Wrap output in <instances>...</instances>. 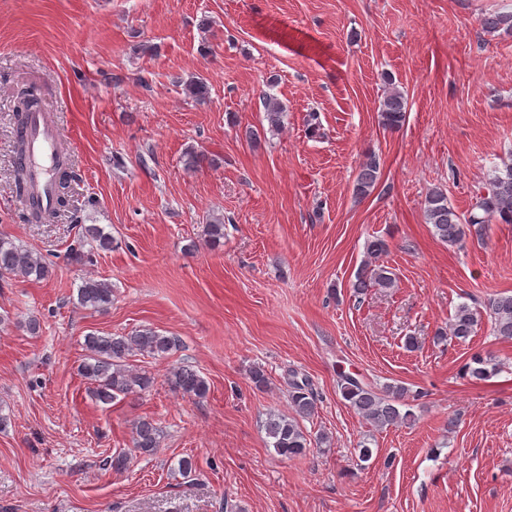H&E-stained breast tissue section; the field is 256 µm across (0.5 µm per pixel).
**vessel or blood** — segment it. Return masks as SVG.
I'll return each instance as SVG.
<instances>
[{"label":"vessel or blood","mask_w":512,"mask_h":512,"mask_svg":"<svg viewBox=\"0 0 512 512\" xmlns=\"http://www.w3.org/2000/svg\"><path fill=\"white\" fill-rule=\"evenodd\" d=\"M26 138L33 197L42 210L48 211L55 205L58 132L46 113L36 112L29 117Z\"/></svg>","instance_id":"1"}]
</instances>
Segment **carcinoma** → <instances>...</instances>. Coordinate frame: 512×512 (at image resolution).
<instances>
[{
    "label": "carcinoma",
    "mask_w": 512,
    "mask_h": 512,
    "mask_svg": "<svg viewBox=\"0 0 512 512\" xmlns=\"http://www.w3.org/2000/svg\"><path fill=\"white\" fill-rule=\"evenodd\" d=\"M481 30L494 35L501 32L512 34V12H488L479 20ZM186 94L201 102L208 97L207 85L200 79L185 83ZM30 99L27 111L15 113L16 161L14 166V185L23 199L30 196L25 167L24 128L29 112L40 108L36 94L26 95ZM266 117L272 127L278 128L283 122L285 107L273 96L264 99ZM407 99L404 93L392 89L384 98L380 120L384 128L396 130L406 120ZM188 171H196L204 164L213 165L215 159L193 147L187 148L181 157ZM380 162L376 155L370 154L359 165L353 183V194L357 198L368 196L379 178ZM71 172L67 162H62L56 180L55 210L44 213L40 207L32 204L28 207L29 218L37 221L48 220L55 211L66 206L68 183ZM423 215L426 223L432 225L439 239L451 246L460 245L467 234L475 230L480 232L490 224H512V160L495 169L489 178L486 191L476 197L469 212L458 213L448 202V197L440 188L430 190L424 200ZM224 239V219L211 218L204 226V240L215 248ZM94 244L98 251L112 249V235L97 224H82L79 238L70 246L69 256L81 260L84 257V243ZM52 273L51 264L35 251L16 244L7 237H0V281L15 278L44 280ZM392 284V274L382 265L366 264L357 272L353 288L362 293L372 285L388 288ZM76 304L83 309L104 312L112 305V284L103 279L88 277L77 288ZM487 317L490 331L503 339H512V295L494 294L483 302V310L465 303L455 308L449 324V333L457 339L467 340L472 336L482 317ZM180 347L176 336H169L150 327L135 329L122 335H99L89 333L84 337L85 355L78 370L91 385V393L103 403L116 400L148 389L153 378L141 371L134 370L128 364V358L136 355L156 360L164 359ZM488 360L476 354L466 366V373L475 380H484L490 376ZM166 378L172 389L184 396L201 399L209 391L207 380L196 370L188 366H171ZM288 385L289 398L294 415L271 414L265 423V431L270 445L281 457L292 458L302 455L311 447V439L303 431L299 420L310 418L316 410V396L307 378H298L290 371ZM338 387L343 400L355 413L378 428L393 426L411 416L406 406L407 389L398 384L387 385L379 390L371 384L348 374H340ZM161 429L152 421L143 418L133 428L132 448L140 454L151 456L160 446Z\"/></svg>",
    "instance_id": "obj_1"
}]
</instances>
